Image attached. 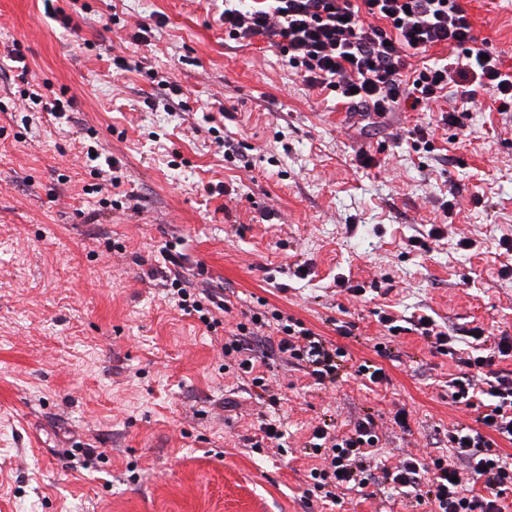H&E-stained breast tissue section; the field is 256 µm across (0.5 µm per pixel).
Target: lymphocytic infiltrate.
<instances>
[{
	"instance_id": "lymphocytic-infiltrate-1",
	"label": "lymphocytic infiltrate",
	"mask_w": 512,
	"mask_h": 512,
	"mask_svg": "<svg viewBox=\"0 0 512 512\" xmlns=\"http://www.w3.org/2000/svg\"><path fill=\"white\" fill-rule=\"evenodd\" d=\"M366 15L371 23H363ZM224 32L238 42L269 39L308 86L336 92L348 110L362 116L384 115L404 101L426 108L450 94L467 103L485 93L497 102L498 112H512V71L502 70L488 42L476 37L462 0H251L246 8L225 9ZM437 46L456 51V67L426 66L413 77H401V49L425 53ZM171 284L181 310L197 314L216 331L228 308L224 296L197 295L176 277ZM270 317L282 322L280 353L303 362L316 384L335 382L344 349L327 344L302 321L277 311ZM448 395L481 410L478 428L448 436L458 465L412 459L383 477L399 488L424 489L429 512H504L501 498L512 485V464L486 434L512 440V376L494 375L482 387L472 376L454 377ZM313 437L322 441L328 458L325 468L309 473L315 490L332 499L338 489L374 481L371 450L379 437L372 418L341 437L321 428ZM477 483L484 496H466L465 486Z\"/></svg>"
}]
</instances>
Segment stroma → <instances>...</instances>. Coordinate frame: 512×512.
<instances>
[{
  "label": "stroma",
  "instance_id": "obj_1",
  "mask_svg": "<svg viewBox=\"0 0 512 512\" xmlns=\"http://www.w3.org/2000/svg\"><path fill=\"white\" fill-rule=\"evenodd\" d=\"M462 4L511 70L512 0ZM56 5L0 0V512H425L381 478L335 507L306 495L311 440L373 418L391 469L474 426L448 398L465 366L411 324L512 334V116L483 95L462 130L439 121L452 99L359 124L267 39H225L224 0ZM18 53L69 119L26 113ZM169 245L190 288L231 300L217 333L155 276ZM263 304L343 347L344 376L315 384L267 321L250 347L268 406L221 348ZM364 362L386 382L364 386Z\"/></svg>",
  "mask_w": 512,
  "mask_h": 512
}]
</instances>
